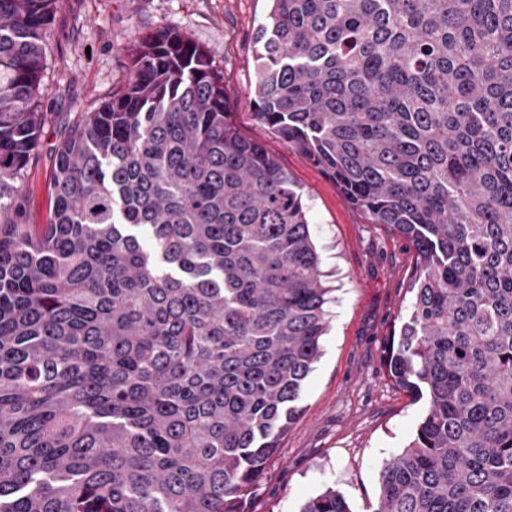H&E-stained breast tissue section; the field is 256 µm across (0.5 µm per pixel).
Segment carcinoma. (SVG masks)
Instances as JSON below:
<instances>
[{
	"instance_id": "carcinoma-1",
	"label": "carcinoma",
	"mask_w": 512,
	"mask_h": 512,
	"mask_svg": "<svg viewBox=\"0 0 512 512\" xmlns=\"http://www.w3.org/2000/svg\"><path fill=\"white\" fill-rule=\"evenodd\" d=\"M269 2L258 119L416 253L386 367L425 409L372 512H512V0ZM56 3L0 0V512H251L336 291L302 189L165 31L22 223Z\"/></svg>"
}]
</instances>
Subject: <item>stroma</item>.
Here are the masks:
<instances>
[{
	"mask_svg": "<svg viewBox=\"0 0 512 512\" xmlns=\"http://www.w3.org/2000/svg\"><path fill=\"white\" fill-rule=\"evenodd\" d=\"M267 11L268 0H60L44 35L41 126L17 179L18 204L24 223L47 222L57 144L123 86L138 37L175 30L203 49L224 75L226 107L241 135L263 144L302 188L336 297L323 354L304 383L303 414L281 440L252 512H299L328 488L353 512H368L383 466L401 453L424 411L385 367L413 297L415 253L256 116L254 33Z\"/></svg>",
	"mask_w": 512,
	"mask_h": 512,
	"instance_id": "35a3bbf8",
	"label": "stroma"
}]
</instances>
